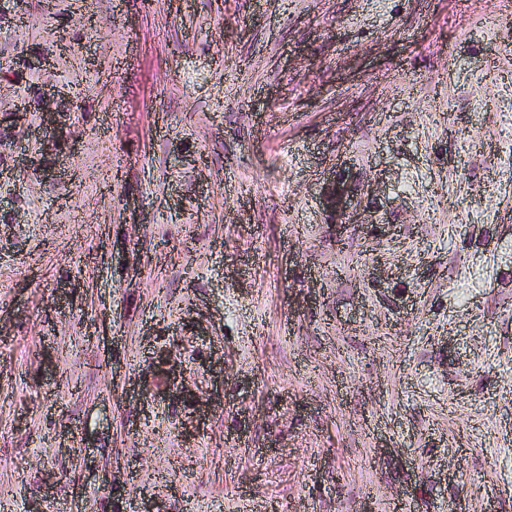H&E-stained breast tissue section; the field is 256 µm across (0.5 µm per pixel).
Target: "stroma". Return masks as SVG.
I'll return each instance as SVG.
<instances>
[{
    "label": "stroma",
    "instance_id": "1",
    "mask_svg": "<svg viewBox=\"0 0 512 512\" xmlns=\"http://www.w3.org/2000/svg\"><path fill=\"white\" fill-rule=\"evenodd\" d=\"M508 423L512 0H0L8 512H512ZM323 197L327 207L335 213L337 212L339 216L345 218L346 215L350 216V214H353V212L350 211L352 208V200L350 199L349 191L340 182H336L335 180L331 184H328Z\"/></svg>",
    "mask_w": 512,
    "mask_h": 512
}]
</instances>
